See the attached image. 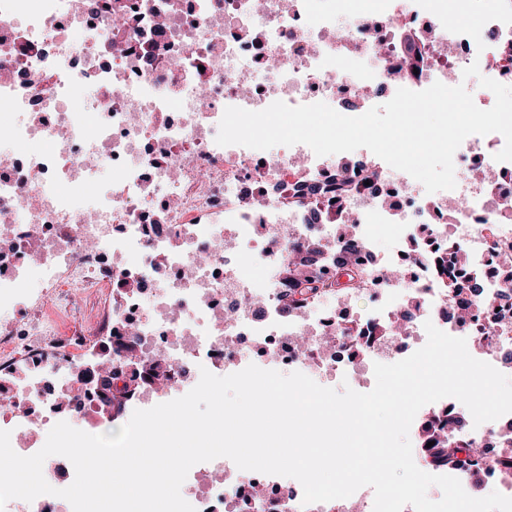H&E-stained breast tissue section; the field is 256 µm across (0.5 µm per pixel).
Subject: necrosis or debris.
<instances>
[{
    "instance_id": "necrosis-or-debris-1",
    "label": "necrosis or debris",
    "mask_w": 512,
    "mask_h": 512,
    "mask_svg": "<svg viewBox=\"0 0 512 512\" xmlns=\"http://www.w3.org/2000/svg\"><path fill=\"white\" fill-rule=\"evenodd\" d=\"M84 2L0 0V240L9 243L0 297L35 273L45 290L0 324V399L25 405L40 394V371L79 361L89 337L132 333L141 359L165 354L171 377L130 396L140 409L189 392L187 366L241 371L249 346L265 352L263 368L306 375L335 370L338 351L351 348L395 363L425 345L428 320L465 336L474 358L500 365L511 323L478 309L459 327L445 316L450 295L431 270L408 253L376 257L368 236L357 261L376 306L359 319V337L336 332L353 291L285 318L275 271L306 238L333 242L327 225L307 217L337 206L360 225L417 217L413 233L425 248L442 251L458 238L468 263L493 269L488 291L512 289V162L494 159L501 134L462 142L447 196L427 200L420 182L373 160L345 167L370 185L315 205L296 188L331 179L337 168L327 157L304 144L270 152L215 138L229 106L333 107L353 95L369 109L383 86L462 84L488 108L493 93L463 71L475 63L512 86V5L473 0L460 21L454 0H376L369 10L361 0H119L127 23L118 28L111 11ZM246 195L262 207L243 205ZM393 265L408 267L410 293L426 307L389 343L371 329L405 303L386 275ZM248 266L270 275L249 277ZM21 364L30 372L18 382ZM247 488L258 512H335L328 502L303 505L300 483L239 470L225 457L193 466L181 490L196 512L215 504L239 512Z\"/></svg>"
}]
</instances>
